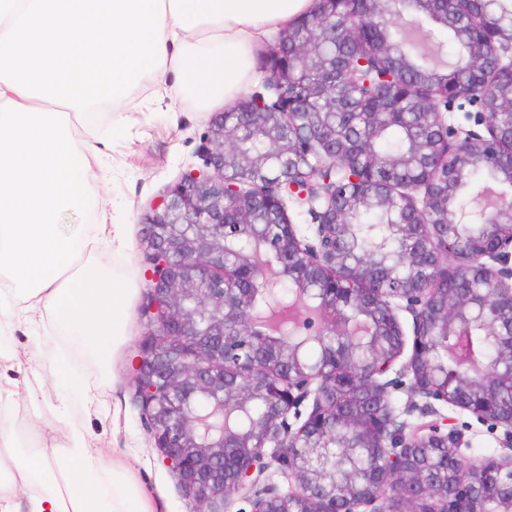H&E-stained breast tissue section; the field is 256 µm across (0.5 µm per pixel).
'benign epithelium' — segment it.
<instances>
[{"instance_id":"1","label":"benign epithelium","mask_w":512,"mask_h":512,"mask_svg":"<svg viewBox=\"0 0 512 512\" xmlns=\"http://www.w3.org/2000/svg\"><path fill=\"white\" fill-rule=\"evenodd\" d=\"M385 0H352L336 22L338 0H314L262 55L268 102L251 95L209 127L205 169L183 175L145 214L142 312L150 330L131 358L133 401L142 412L161 463L200 512H226L241 499L250 512H512V415L496 411L491 388L512 386V198L494 196L457 224L495 222L506 232L462 237L430 218L448 212L459 175L480 164L512 175V27L486 20L466 41L469 81L443 77L429 85L405 55L402 29ZM448 16L475 14L476 0H438ZM353 51L336 54V45ZM374 46L376 62L359 51ZM463 99L477 107L473 122L455 126L445 114ZM417 115L425 137L394 158L373 155L371 130L395 117ZM244 126L262 130L260 152L238 145ZM305 208L311 234L298 232L286 198ZM393 212L411 243L399 259L400 284L381 288L369 263L350 261L342 240L355 223V204ZM236 225L263 243L256 264L228 259L224 228ZM294 279L320 305L299 317L321 360L312 363L282 335L272 343L258 327L253 288L268 270ZM461 280L480 286L477 305L457 294ZM366 317L370 343L359 357L342 341L336 309ZM491 328L498 362L480 374L441 375L430 339H448L469 320ZM403 391L423 400L425 420L411 423L392 405ZM261 411L237 428L224 426V406ZM467 413L496 433L502 453L469 467L454 423ZM371 463L348 460L342 499L336 476L313 457L352 436ZM437 459L448 494L433 492L426 463ZM489 477L477 482L475 472ZM279 474L284 490L273 480Z\"/></svg>"}]
</instances>
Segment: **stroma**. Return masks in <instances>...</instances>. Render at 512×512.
I'll return each mask as SVG.
<instances>
[{
    "mask_svg": "<svg viewBox=\"0 0 512 512\" xmlns=\"http://www.w3.org/2000/svg\"><path fill=\"white\" fill-rule=\"evenodd\" d=\"M156 86L146 81L132 90L122 112H101L93 127L110 149L104 165L96 169L92 185L108 201L109 221L128 227L129 247L122 253H102L103 263L116 276L131 281L135 291L127 306V336L105 369L82 362L89 376L103 374L105 405L96 413L72 410L61 417L50 410L57 390L45 371L52 343L44 333L18 324L12 338L23 362L22 370L1 367L0 374L34 387L46 404L33 409L19 400L11 410L14 428L32 442H63L68 423L81 426L98 448L116 449L125 459L153 512H197L198 504L184 496L176 480L158 460V451L138 407L132 401L129 365L149 322L141 303L145 292L140 242L142 218L149 204L159 201L183 174L203 165V146L215 110L199 111L177 98L156 103Z\"/></svg>",
    "mask_w": 512,
    "mask_h": 512,
    "instance_id": "1",
    "label": "stroma"
}]
</instances>
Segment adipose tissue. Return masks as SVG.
<instances>
[{"label": "adipose tissue", "instance_id": "ef3b65f1", "mask_svg": "<svg viewBox=\"0 0 512 512\" xmlns=\"http://www.w3.org/2000/svg\"><path fill=\"white\" fill-rule=\"evenodd\" d=\"M310 0H0V335L15 321L58 345L50 373L61 414L98 411L74 366L105 361L125 337L131 283L93 262L128 248L91 194L105 146L88 135L92 105L119 108L149 79L203 111L239 94L252 50L307 13ZM93 222L61 224L66 213ZM126 465L76 426L63 444L19 448L0 431V512H150Z\"/></svg>", "mask_w": 512, "mask_h": 512}]
</instances>
